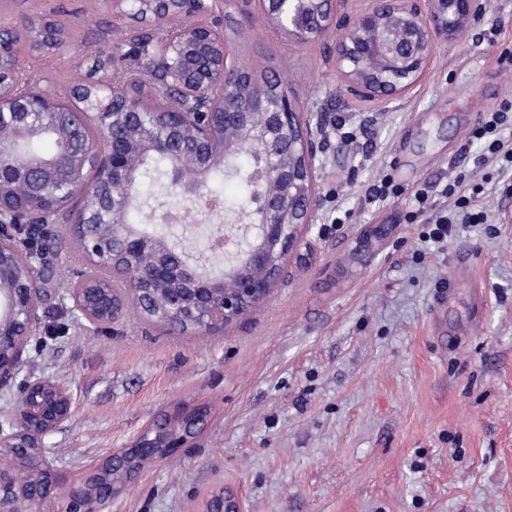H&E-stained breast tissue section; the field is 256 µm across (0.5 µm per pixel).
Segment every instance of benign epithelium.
I'll use <instances>...</instances> for the list:
<instances>
[{
    "label": "benign epithelium",
    "mask_w": 512,
    "mask_h": 512,
    "mask_svg": "<svg viewBox=\"0 0 512 512\" xmlns=\"http://www.w3.org/2000/svg\"><path fill=\"white\" fill-rule=\"evenodd\" d=\"M112 5V13L139 20V32L131 35L127 44L128 54L139 67L149 74L150 83L140 88H130L121 94L111 92L104 99L91 97L90 89L106 91L107 87L88 78L74 86L71 102H61L50 97H21L16 91V73L4 67V56L15 57L21 44L14 38L3 44L0 41V116L9 111L11 123L26 130L28 118L33 113H47L65 118L66 135L63 155H70L77 147L83 150L88 161L86 177L81 186L66 192L67 203L61 210L67 223L82 235L85 247L96 260L84 272L83 282L94 280L102 265L125 280V287L139 288L143 282L162 278L170 266H178L195 275L207 266L206 260L180 250L170 252L171 264L155 266L147 271H132L117 265V260L105 255L104 240L119 241L122 254L134 252L140 238L120 227L94 224L90 210L77 203L83 188L98 186L107 181H119L125 189L136 182L138 166L157 152H172L169 142L147 136L140 142L135 156H129L124 139L111 136V146L101 148L91 139L96 126L113 125L114 110L131 121L140 119L148 108L158 105L153 90L162 88L183 102V106L168 113L172 121L195 131L192 150L196 156V173L185 181L181 171L172 172V178L181 188L185 200L197 206L200 198L208 195L205 189L204 166L214 159L217 145L223 144L224 128L241 126L246 113L242 112L230 96L211 92L217 83H235L248 76L232 56L224 37V30L208 23L206 18L224 11V0H105ZM262 12L273 23L277 33L285 40L304 44L323 35L330 28L340 30L336 43V68L346 92L360 100L396 99L420 85L429 72L436 46L441 41L453 39L460 31L484 17L483 0H374L368 7L352 10L351 0H318L319 8L311 9L309 0H256ZM390 15L401 20L398 28L386 25ZM179 21L172 38H156L157 27ZM379 56L384 67L370 69V59ZM253 109L264 113L265 122L260 138L265 147V158L270 163L262 168L261 185L282 176L295 185L296 194L284 200L261 191L256 206L251 211L250 223L240 225L236 232L224 234L225 254H240L256 267L272 270L278 278L281 271L271 269L268 250L263 247L240 252V239L253 230L260 231L265 242L280 246L282 257L294 249L298 225L310 223L317 202V183L313 158L315 144L308 120L289 96H280L273 102L267 100L262 84H254ZM19 141L0 142V186L18 165L11 161L17 155ZM304 155V167L295 169L291 155ZM34 191L39 192L57 178V165L48 161H31L27 169ZM28 278L12 288L0 290L5 304H0V384L14 380L22 362V343L16 342L9 324L22 326L24 335L30 336L41 326L44 317L42 293L45 285L44 270L28 265ZM270 282L264 277L239 281L236 292L209 296L194 285L173 299L176 314L200 325V330L210 333L237 317L244 307L266 297ZM73 307L94 328L102 326L91 314L80 290L72 291ZM23 388L31 399L19 410L18 427L5 430L0 425V449H10L17 460L33 467L41 474L38 483L23 494L29 503L27 512H85L79 502L67 498L52 510L56 498V467L47 457L44 436L60 426L71 414L72 398L68 390L42 379H29ZM190 438L175 435L168 443V451L158 453L148 444L135 438L136 449L146 461L161 462L181 448L187 447ZM202 512H242L232 499L221 502L207 501Z\"/></svg>",
    "instance_id": "7a95c632"
}]
</instances>
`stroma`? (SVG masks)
<instances>
[{"label": "stroma", "instance_id": "1", "mask_svg": "<svg viewBox=\"0 0 512 512\" xmlns=\"http://www.w3.org/2000/svg\"><path fill=\"white\" fill-rule=\"evenodd\" d=\"M45 16L67 40L21 48L19 68L69 100L97 57L122 56L131 20L102 0H7L0 30ZM210 21L236 59L274 75L322 143L318 201L282 277L255 308L206 335L176 334L131 308L94 331L72 309L86 259L55 225L57 274L23 373L67 386L72 413L47 450L65 496L159 414L210 406L191 447L146 466L112 512H200L224 490L243 512H512V192L475 166L471 133L512 100V0L439 42L422 86L364 101L336 70L337 32L286 42L256 0ZM473 172L492 218L448 242L411 221V191ZM404 195L373 198L383 178Z\"/></svg>", "mask_w": 512, "mask_h": 512}]
</instances>
